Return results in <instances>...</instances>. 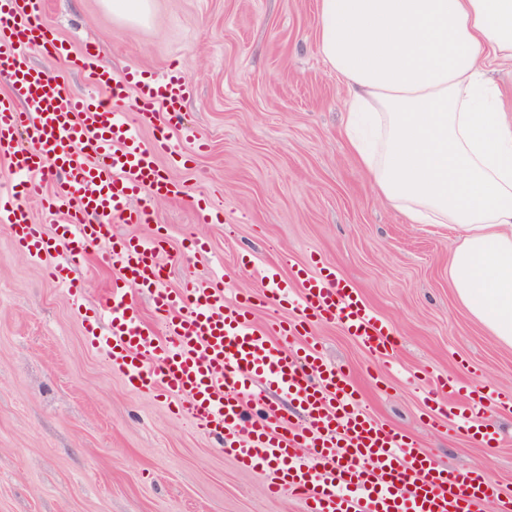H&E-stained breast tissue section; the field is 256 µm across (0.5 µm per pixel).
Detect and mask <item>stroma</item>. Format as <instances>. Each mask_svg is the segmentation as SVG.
<instances>
[{"label": "stroma", "instance_id": "1", "mask_svg": "<svg viewBox=\"0 0 512 512\" xmlns=\"http://www.w3.org/2000/svg\"><path fill=\"white\" fill-rule=\"evenodd\" d=\"M318 0H150L144 20L107 0H43L46 22L74 51L93 44L100 64L186 65L187 119L209 142L184 167L160 158L181 195L153 210L168 225L170 287L188 275L256 292L241 258L281 273L319 258L351 280L389 321L399 346L373 357L339 323L315 327L324 357L346 367L378 421L413 436L442 466L474 467L512 494V410L493 412L502 437L486 445L424 424V369L512 396V348L457 300L447 224H409L378 199L342 134L348 96L324 63ZM224 210L200 221L194 205ZM207 238V251L188 250ZM80 300L23 255L0 226V512H307L272 497L264 471L244 470L216 439L164 398L133 389L107 353L91 348L80 314L101 306L110 271L75 272Z\"/></svg>", "mask_w": 512, "mask_h": 512}]
</instances>
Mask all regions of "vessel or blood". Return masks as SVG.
<instances>
[{
	"label": "vessel or blood",
	"instance_id": "1",
	"mask_svg": "<svg viewBox=\"0 0 512 512\" xmlns=\"http://www.w3.org/2000/svg\"><path fill=\"white\" fill-rule=\"evenodd\" d=\"M42 0H0V76L11 83L0 96V157L14 175L0 196V223L17 248L46 260L57 245L64 263H47V275L81 289L69 272L94 259L112 271L105 309L108 333L98 317H85L91 347L104 349L113 370L137 390L177 400L207 435L223 439L239 467L267 471L271 495L310 502V512H476L492 494L475 469L443 467L428 449L364 412L349 371L329 362L308 340L314 323L340 321L373 356L387 358L398 346L391 324L364 302L358 288L331 269L311 273L299 266L281 275L272 265L241 260L255 276L258 299L229 301L216 281L187 277L178 287L164 278L168 235L154 222L152 202L177 196L180 185L158 165L174 152L169 131L181 129L197 151L208 144L183 122L191 93L185 66L177 62L155 74L131 68L114 77L97 61L93 46L80 54L56 38L41 11ZM67 59L88 72L100 97L78 98L64 82L29 62L31 46ZM135 98V121L121 105ZM154 129L153 139L141 128ZM60 188L40 193L46 178ZM38 196L43 211L63 215L55 236L35 224L24 202ZM150 224V236H113V224ZM298 299L288 302L289 289ZM150 299L153 321L140 313L135 292ZM291 303L294 319L253 323L254 303ZM428 386L427 415L483 443L496 441L489 424L448 409L463 394L469 409L512 407V398L485 385L461 387L445 372L422 371ZM305 423L293 425L292 414Z\"/></svg>",
	"mask_w": 512,
	"mask_h": 512
}]
</instances>
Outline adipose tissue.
I'll use <instances>...</instances> for the list:
<instances>
[{"mask_svg":"<svg viewBox=\"0 0 512 512\" xmlns=\"http://www.w3.org/2000/svg\"><path fill=\"white\" fill-rule=\"evenodd\" d=\"M325 62L349 100L347 144L411 224H450L461 304L512 347V0H319Z\"/></svg>","mask_w":512,"mask_h":512,"instance_id":"adipose-tissue-1","label":"adipose tissue"}]
</instances>
